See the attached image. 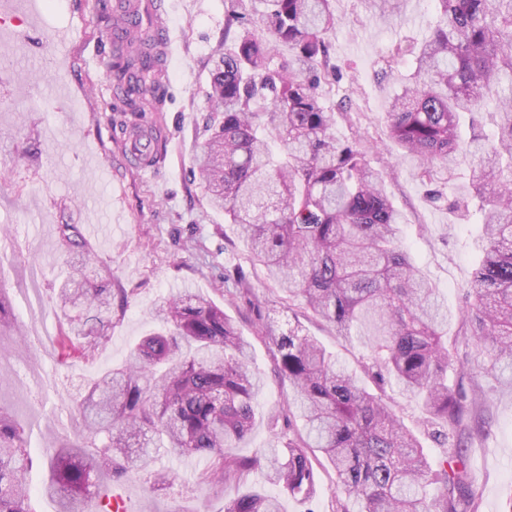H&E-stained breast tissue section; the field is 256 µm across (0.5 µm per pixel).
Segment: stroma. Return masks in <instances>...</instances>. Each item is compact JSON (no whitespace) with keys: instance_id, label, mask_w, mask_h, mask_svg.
<instances>
[{"instance_id":"obj_1","label":"stroma","mask_w":512,"mask_h":512,"mask_svg":"<svg viewBox=\"0 0 512 512\" xmlns=\"http://www.w3.org/2000/svg\"><path fill=\"white\" fill-rule=\"evenodd\" d=\"M161 2L175 51L163 71L161 111L136 114L119 106L109 78L85 67L95 50L112 45V23L98 0H57L55 8L35 10L27 0H0V54L6 58L0 70V240L15 245L0 253V295L10 302L15 322L14 329L0 331V408L28 432L37 456L83 433L82 420L65 411L76 385L119 362L139 337L158 328L156 303L184 288L209 297L236 322L266 378L253 429L235 455L267 446L272 417L289 392L260 328H299L354 368L368 356L359 342L341 339L327 323L290 308L263 269L248 261L237 225L209 206L192 169L206 139L211 59L224 39L225 0ZM332 10L336 28L328 44L336 80L321 94L331 109L342 98L351 101L350 112L337 115L335 133L342 139L360 135L369 165L392 167L386 188L402 215L404 243L449 309L460 311L481 257L480 224L452 223L446 210L428 201L416 158L376 148L386 138L389 102L400 91L398 80L382 77L380 69L396 45L422 40L435 24L432 0H400L399 8L386 10L373 0H333ZM14 11L24 15L22 25L8 21ZM137 119L151 122L160 143L157 173L130 162L128 126ZM66 222L97 229L89 246L111 267L113 287L129 296L125 311L113 315L111 341L92 365L64 363L58 355L50 295L64 258L55 227ZM240 278L260 301V313L229 298ZM461 385L475 394L463 445L477 512H502L512 495V375L466 376ZM389 395L430 463H438L443 450L425 433L421 406L397 390ZM158 464L178 472V485L154 492L148 475L122 481L127 512H224L242 488L268 489L258 473L243 486L198 484L204 462L197 457L163 456ZM335 487L334 472L318 468L314 499L281 495V512H333Z\"/></svg>"}]
</instances>
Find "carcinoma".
I'll return each instance as SVG.
<instances>
[{
    "instance_id": "cac0c4a2",
    "label": "carcinoma",
    "mask_w": 512,
    "mask_h": 512,
    "mask_svg": "<svg viewBox=\"0 0 512 512\" xmlns=\"http://www.w3.org/2000/svg\"><path fill=\"white\" fill-rule=\"evenodd\" d=\"M245 0H228L230 47L210 71L208 138L195 168L209 205L238 225L250 260L307 316L368 349L380 381L422 401L425 427L448 446L433 469L420 440L356 372L298 330L265 331L281 379L293 395L284 417L303 432L246 457L225 449L250 433L262 374L250 368L249 343L214 302L191 292L156 306L160 329L130 347L73 396L68 409L85 431L44 452L42 493L59 512H85L102 472L129 480L153 474V487L178 481L158 469L160 454L207 461L199 483H241L260 472L274 494H245L224 512H280L277 494L308 497L314 463L324 459L341 496L336 512H475L460 447L474 403L448 385V325L473 337L460 374L512 368V0H435L437 21L413 46L398 45L414 70L387 112V137L420 158L417 177L446 203L483 224V257L454 315L402 241L401 216L382 175L365 162L361 140H338L319 89L336 75L327 36L331 0H266L260 30L232 33ZM288 59L274 62L282 47ZM145 44L129 35L121 70ZM494 105L488 133L477 114ZM469 119L470 134L462 133ZM452 189L447 196L445 188ZM68 276L55 293L62 361L93 359L112 339V312L128 303L112 271L94 264L79 224L56 225ZM494 358L487 368L484 357ZM34 458L23 429L0 409V512H29ZM441 492L427 499V484Z\"/></svg>"
}]
</instances>
